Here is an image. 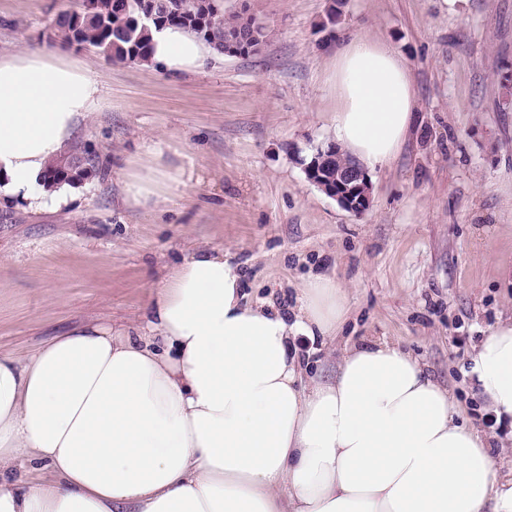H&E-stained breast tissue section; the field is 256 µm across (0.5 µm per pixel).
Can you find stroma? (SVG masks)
<instances>
[{"label":"stroma","instance_id":"stroma-1","mask_svg":"<svg viewBox=\"0 0 512 512\" xmlns=\"http://www.w3.org/2000/svg\"><path fill=\"white\" fill-rule=\"evenodd\" d=\"M71 0H0V52L57 48ZM339 15L326 27L329 8ZM260 17L262 53L212 55L171 75L69 48L104 92L74 140L100 172L67 206L0 199V354L35 351L87 323L141 326L163 276L199 249L239 267L250 300L296 304L304 278L334 276L350 316L339 339L299 337L316 375L344 341L385 338L414 352L512 472V427L496 423L470 356L512 318V0H224ZM391 46L416 107L401 153L371 173V202L343 209L304 174L332 142L327 84L341 37ZM160 144L177 182L146 206L124 185Z\"/></svg>","mask_w":512,"mask_h":512}]
</instances>
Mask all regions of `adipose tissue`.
Listing matches in <instances>:
<instances>
[{
  "label": "adipose tissue",
  "instance_id": "1",
  "mask_svg": "<svg viewBox=\"0 0 512 512\" xmlns=\"http://www.w3.org/2000/svg\"><path fill=\"white\" fill-rule=\"evenodd\" d=\"M149 35L151 65L171 74L213 53L182 28ZM329 82L335 144L363 169L389 164L415 111L402 58L347 36ZM101 102L88 68L56 50L0 54V196L66 203L39 177ZM299 291L289 315L249 302L237 266L202 250L158 286L140 333L86 324L0 355V512H512L489 436L410 352L352 343L333 378L306 374L297 337L337 336L350 306L328 276ZM471 372L512 420V321ZM18 465L26 477H11Z\"/></svg>",
  "mask_w": 512,
  "mask_h": 512
}]
</instances>
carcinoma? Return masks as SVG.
<instances>
[{
  "mask_svg": "<svg viewBox=\"0 0 512 512\" xmlns=\"http://www.w3.org/2000/svg\"><path fill=\"white\" fill-rule=\"evenodd\" d=\"M81 0L75 8L62 10L51 23L52 34L66 45L93 49L114 62L145 63L149 57V27L175 25L184 27L207 42L218 54H227L224 34L243 21L255 25L257 38L237 46L234 55H257L267 46L271 30L254 17L248 19L238 13L225 15L214 0ZM154 19L135 22L145 9ZM75 154L89 155L90 168L73 176L60 171V162ZM98 156L88 146L75 144L63 154L52 158L40 176L47 186L79 185L97 175Z\"/></svg>",
  "mask_w": 512,
  "mask_h": 512,
  "instance_id": "carcinoma-1",
  "label": "carcinoma"
}]
</instances>
